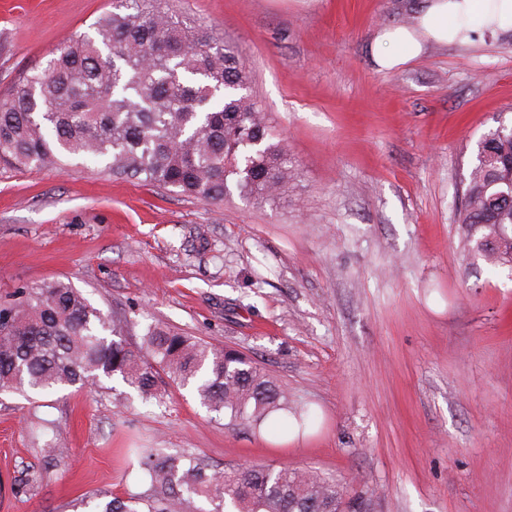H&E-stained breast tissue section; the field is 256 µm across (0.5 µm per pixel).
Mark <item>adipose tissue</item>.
Here are the masks:
<instances>
[{"label": "adipose tissue", "instance_id": "adipose-tissue-1", "mask_svg": "<svg viewBox=\"0 0 512 512\" xmlns=\"http://www.w3.org/2000/svg\"><path fill=\"white\" fill-rule=\"evenodd\" d=\"M512 31V0H421L415 24L389 26L374 38L373 62L391 71L421 56L432 44L472 42L483 33Z\"/></svg>", "mask_w": 512, "mask_h": 512}]
</instances>
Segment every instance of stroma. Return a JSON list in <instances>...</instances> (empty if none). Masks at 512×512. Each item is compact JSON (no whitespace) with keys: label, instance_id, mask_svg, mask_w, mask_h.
<instances>
[{"label":"stroma","instance_id":"obj_1","mask_svg":"<svg viewBox=\"0 0 512 512\" xmlns=\"http://www.w3.org/2000/svg\"><path fill=\"white\" fill-rule=\"evenodd\" d=\"M237 47L249 92L297 161L286 201L209 204L95 166L0 169V298L60 280L127 319L232 347L315 424L295 440L163 403L121 380L36 403L0 394V512L142 494L125 448L212 468L311 469L367 512H512V273L464 258L458 202L480 137L512 125V32L433 45L391 72L383 27L420 0H168ZM112 0H0V96ZM63 426L71 460L38 493L11 481Z\"/></svg>","mask_w":512,"mask_h":512}]
</instances>
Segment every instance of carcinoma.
<instances>
[{"label":"carcinoma","mask_w":512,"mask_h":512,"mask_svg":"<svg viewBox=\"0 0 512 512\" xmlns=\"http://www.w3.org/2000/svg\"><path fill=\"white\" fill-rule=\"evenodd\" d=\"M157 2L112 0V11L91 24L94 34L69 39L0 98V166L52 170L92 161L112 176L206 202L234 189L258 205L279 203L298 165L248 93L242 57ZM459 223L468 256L512 269L511 126L479 140ZM123 336V321L66 283L19 290L0 302V391L29 397L117 377L141 400L159 402L163 371L231 424L271 435L281 416L299 431L312 424L308 407L292 403L236 350L152 325L138 348ZM129 452L148 493H94L73 512H202L195 496L214 501L212 512H362L340 483L311 471L248 464L210 472L164 448ZM41 453L67 464L58 426ZM41 480L33 466L15 478L14 492H33Z\"/></svg>","instance_id":"cac0c4a2"}]
</instances>
